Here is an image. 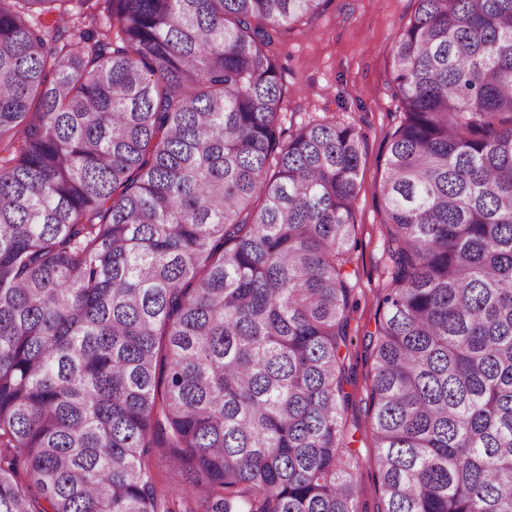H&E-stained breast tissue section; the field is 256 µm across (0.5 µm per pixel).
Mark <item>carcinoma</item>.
<instances>
[{
	"label": "carcinoma",
	"instance_id": "cac0c4a2",
	"mask_svg": "<svg viewBox=\"0 0 512 512\" xmlns=\"http://www.w3.org/2000/svg\"><path fill=\"white\" fill-rule=\"evenodd\" d=\"M324 2L0 0V512H359L364 137L278 130ZM393 62L377 512H512V0H418Z\"/></svg>",
	"mask_w": 512,
	"mask_h": 512
}]
</instances>
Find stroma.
<instances>
[{
  "instance_id": "stroma-1",
  "label": "stroma",
  "mask_w": 512,
  "mask_h": 512,
  "mask_svg": "<svg viewBox=\"0 0 512 512\" xmlns=\"http://www.w3.org/2000/svg\"><path fill=\"white\" fill-rule=\"evenodd\" d=\"M417 7L418 0H327L316 18L282 32L274 44L284 97L281 130L333 119L355 127L365 140L353 204L357 247L349 266L358 306L341 351L351 395L343 418L359 461L361 512H376L381 504L372 436L371 334L379 299L391 284L379 190L388 142L402 118L393 98L392 47Z\"/></svg>"
}]
</instances>
